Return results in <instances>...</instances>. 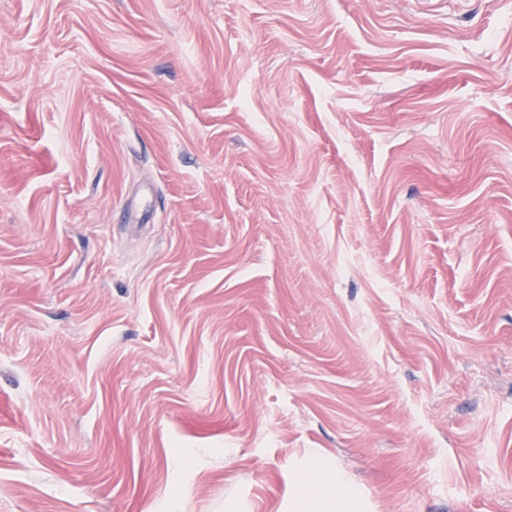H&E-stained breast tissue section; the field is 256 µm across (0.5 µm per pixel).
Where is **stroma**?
I'll list each match as a JSON object with an SVG mask.
<instances>
[{"label": "stroma", "mask_w": 512, "mask_h": 512, "mask_svg": "<svg viewBox=\"0 0 512 512\" xmlns=\"http://www.w3.org/2000/svg\"><path fill=\"white\" fill-rule=\"evenodd\" d=\"M512 512V0H0V512ZM356 489L346 483L332 461L322 458L314 470L312 489L300 488L293 498L294 512H335L337 506L356 497Z\"/></svg>", "instance_id": "35a3bbf8"}]
</instances>
